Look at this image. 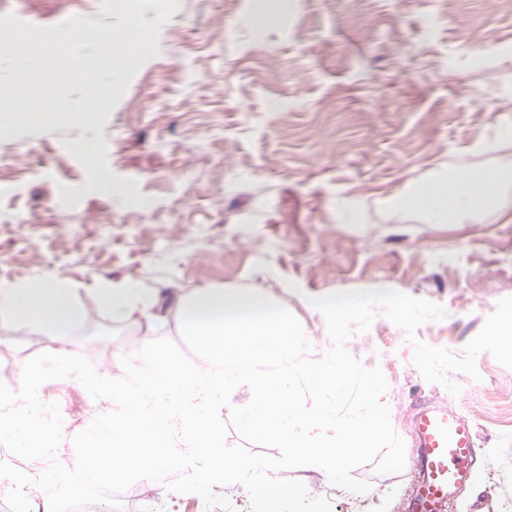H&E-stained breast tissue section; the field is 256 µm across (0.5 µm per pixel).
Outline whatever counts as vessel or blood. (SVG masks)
<instances>
[{
  "label": "vessel or blood",
  "instance_id": "obj_1",
  "mask_svg": "<svg viewBox=\"0 0 512 512\" xmlns=\"http://www.w3.org/2000/svg\"><path fill=\"white\" fill-rule=\"evenodd\" d=\"M414 440L406 462L409 482L404 512H448L454 494L471 479L474 424L453 407L423 405L413 418Z\"/></svg>",
  "mask_w": 512,
  "mask_h": 512
}]
</instances>
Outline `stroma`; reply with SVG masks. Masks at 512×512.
Returning a JSON list of instances; mask_svg holds the SVG:
<instances>
[{
	"instance_id": "35a3bbf8",
	"label": "stroma",
	"mask_w": 512,
	"mask_h": 512,
	"mask_svg": "<svg viewBox=\"0 0 512 512\" xmlns=\"http://www.w3.org/2000/svg\"><path fill=\"white\" fill-rule=\"evenodd\" d=\"M101 0H0V16L37 26L80 15L104 25ZM253 0H181L100 130L61 124L0 137V284L63 273L84 315L61 347L92 363L130 338L182 343L167 315L121 323L98 285L133 279L176 296L208 286L258 289L298 318L320 357L327 323L312 296L382 286L441 305L419 340L461 354L500 299L512 297V222L495 215L433 224L385 202L412 183L497 161L480 145L512 124V0H288L252 24ZM95 142L93 155L80 148ZM347 350L388 382L395 432L426 401L455 407L479 432L469 487L453 512H512V368L487 352L480 380L451 372L458 394L427 382L407 333L384 315ZM48 342L0 327V370L22 373ZM42 398L67 417L58 460L91 419L77 382ZM356 494L313 469L280 471L332 512H397L404 473L375 463Z\"/></svg>"
}]
</instances>
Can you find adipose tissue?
Returning <instances> with one entry per match:
<instances>
[{"mask_svg":"<svg viewBox=\"0 0 512 512\" xmlns=\"http://www.w3.org/2000/svg\"><path fill=\"white\" fill-rule=\"evenodd\" d=\"M512 190V163L475 166L441 182L430 180L389 197L391 213L418 212L433 224H466L478 215L501 211L503 196ZM99 303L113 320L150 325L159 319L162 299L152 288L131 280L100 285Z\"/></svg>","mask_w":512,"mask_h":512,"instance_id":"ef3b65f1","label":"adipose tissue"}]
</instances>
